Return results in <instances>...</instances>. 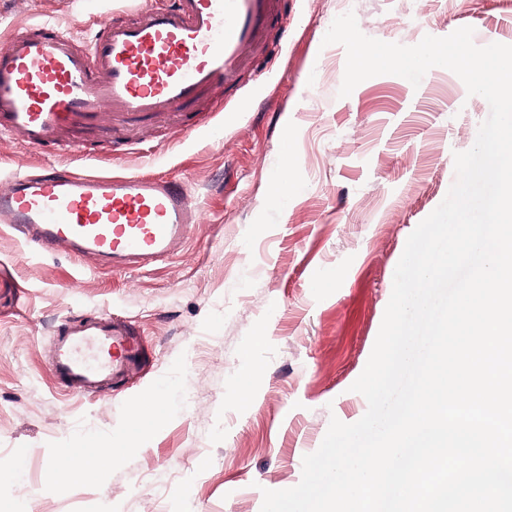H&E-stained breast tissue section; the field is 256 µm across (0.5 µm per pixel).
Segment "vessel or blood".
Here are the masks:
<instances>
[{
    "mask_svg": "<svg viewBox=\"0 0 512 512\" xmlns=\"http://www.w3.org/2000/svg\"><path fill=\"white\" fill-rule=\"evenodd\" d=\"M283 0H157L115 13L84 47L48 21L21 23L0 39V134L34 149L80 150L89 137L181 121L224 96L258 52ZM199 218L186 185L167 175H101L50 166L14 175L0 190V223L26 244L112 271L145 269L186 243ZM140 332L97 313L60 327L49 364L82 395L138 371Z\"/></svg>",
    "mask_w": 512,
    "mask_h": 512,
    "instance_id": "1",
    "label": "vessel or blood"
}]
</instances>
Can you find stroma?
Returning a JSON list of instances; mask_svg holds the SVG:
<instances>
[{
	"label": "stroma",
	"instance_id": "obj_1",
	"mask_svg": "<svg viewBox=\"0 0 512 512\" xmlns=\"http://www.w3.org/2000/svg\"><path fill=\"white\" fill-rule=\"evenodd\" d=\"M150 0H0V33L49 21L77 43L94 20ZM287 29L225 98L234 123L197 104L202 123L145 133L142 149L89 142L91 158L0 137V182L51 164L93 173L163 172L201 209L187 244L149 272L95 270L24 245L0 224V512H261L263 490L296 486L331 419L357 422L351 386L366 367L417 225L448 193L488 102L448 69L420 85L378 75L339 97L346 51L324 45L333 20L414 45L469 26L512 45V0H286ZM294 186L271 187L284 150ZM109 312L142 329L143 368L88 396L56 389L47 347L59 323ZM264 328L267 343L250 339ZM258 365L241 403L240 370ZM169 406L158 427L88 480L48 486L63 448L104 444L141 405Z\"/></svg>",
	"mask_w": 512,
	"mask_h": 512
}]
</instances>
